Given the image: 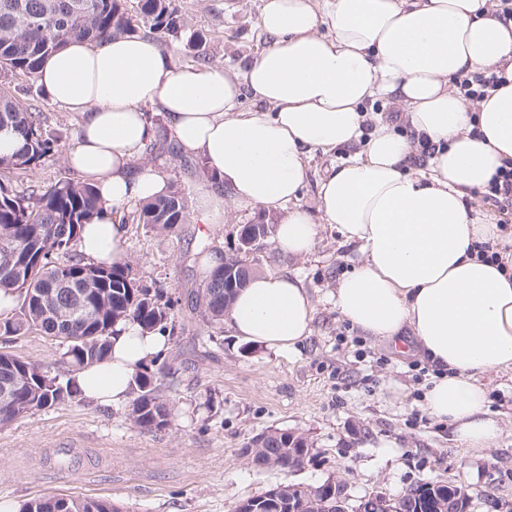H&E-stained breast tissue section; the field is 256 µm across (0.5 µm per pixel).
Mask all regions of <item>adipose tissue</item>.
I'll list each match as a JSON object with an SVG mask.
<instances>
[{
    "mask_svg": "<svg viewBox=\"0 0 512 512\" xmlns=\"http://www.w3.org/2000/svg\"><path fill=\"white\" fill-rule=\"evenodd\" d=\"M260 22L271 43L240 73L175 65L153 40L129 35L101 46L74 40L44 60L39 83L80 117L69 164L101 199L79 251L125 262L116 213L167 194L160 170L133 166L156 137L143 106L157 105L179 150L204 164L201 221L223 223L228 192L281 210L274 241L291 255L311 251L318 223L335 225L362 257L336 288L338 311L376 339L411 332L436 369L424 394L430 414L460 444L490 445L499 425L481 377L512 371V250L498 265L480 258V245L502 242L501 227L473 216L466 199L512 165V21L498 18L493 0H264ZM489 69L504 71L506 84L465 100L458 74ZM247 94L257 110L240 111ZM376 100L402 116L367 133L362 109ZM355 144L359 152L321 181L312 219L297 202L306 150ZM421 144L432 154L413 175ZM312 319L301 279L272 273L253 274L226 316L236 336L276 352L295 350ZM166 344L118 323L110 358L73 377L86 398L121 405Z\"/></svg>",
    "mask_w": 512,
    "mask_h": 512,
    "instance_id": "1",
    "label": "adipose tissue"
}]
</instances>
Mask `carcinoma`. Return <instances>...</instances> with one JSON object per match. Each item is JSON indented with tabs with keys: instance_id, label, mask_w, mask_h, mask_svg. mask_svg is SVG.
<instances>
[{
	"instance_id": "carcinoma-1",
	"label": "carcinoma",
	"mask_w": 512,
	"mask_h": 512,
	"mask_svg": "<svg viewBox=\"0 0 512 512\" xmlns=\"http://www.w3.org/2000/svg\"><path fill=\"white\" fill-rule=\"evenodd\" d=\"M183 26L175 0H136L130 11L122 0H0V71L35 81L42 60L71 40L97 44L144 27L174 34ZM0 132L15 135L19 147L0 155V291L14 298L10 315L0 318V338L40 335L58 342L74 366L111 356L114 325L132 320L148 331L172 336V305L157 292L137 284L129 264L119 267L85 261L77 250L81 228L100 213L98 190L91 183L65 182L49 188H12L19 170L34 168L64 142L67 133L44 127L39 113L10 88L0 86ZM189 220L187 194L174 190L123 213L119 223L156 224L172 230ZM251 270L238 257L224 259L210 270L191 309L202 307L211 324L224 312ZM159 365L154 370L152 366ZM173 363L151 362L135 375L131 421L148 431L170 424L171 405L164 399L160 376H173ZM0 429L37 412L65 403H79L74 380L40 363L0 353ZM306 439L288 443V431L272 430L252 441L248 455L258 468L290 471L310 457ZM325 485L294 499V512H328ZM451 488L438 481L418 482L395 500V512H444ZM21 512H119L109 501L68 496H42L25 501Z\"/></svg>"
}]
</instances>
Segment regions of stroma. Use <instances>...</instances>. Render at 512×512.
Segmentation results:
<instances>
[{"mask_svg": "<svg viewBox=\"0 0 512 512\" xmlns=\"http://www.w3.org/2000/svg\"><path fill=\"white\" fill-rule=\"evenodd\" d=\"M185 26L154 40L179 65L195 64L187 47L203 35L211 63L244 68L268 43L260 27L264 0H177ZM23 102L45 123L67 131L58 151L36 168L15 174L13 186L44 188L77 181L67 162L78 116L32 86ZM341 156L311 150L298 202L315 210L321 179ZM136 166L160 168L169 187L197 200L201 174L181 152H143ZM280 214L226 199L224 222L213 228L198 214L167 232L152 224L126 227L125 248L137 282L187 300L203 288V252L236 254L243 225L275 224ZM355 246L334 226L319 224L311 252L289 255L273 239L251 252L256 273L299 276L314 308L310 335L292 352H275L210 325L200 314L179 316L182 328L167 353L178 368L170 382L173 421L164 431L136 427L130 404L91 401L41 411L0 430V507L48 494L108 500L124 512H233L247 498L289 481L343 485L347 508L373 493L395 499L413 484L465 486L471 512H512V373L482 378L500 434L489 447L466 448L427 410L424 393L433 367L413 341L395 345L366 336L337 310L338 282L358 265ZM12 353L62 368V347L46 337L1 343ZM271 429L303 436L309 459L297 471L255 467L250 442Z\"/></svg>", "mask_w": 512, "mask_h": 512, "instance_id": "35a3bbf8", "label": "stroma"}]
</instances>
